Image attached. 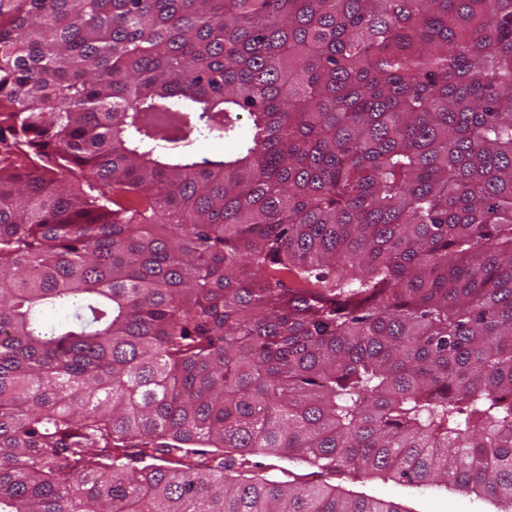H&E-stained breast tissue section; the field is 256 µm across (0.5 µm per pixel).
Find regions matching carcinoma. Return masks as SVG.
<instances>
[{
    "label": "carcinoma",
    "mask_w": 512,
    "mask_h": 512,
    "mask_svg": "<svg viewBox=\"0 0 512 512\" xmlns=\"http://www.w3.org/2000/svg\"><path fill=\"white\" fill-rule=\"evenodd\" d=\"M262 454L512 512V0H0V512Z\"/></svg>",
    "instance_id": "carcinoma-1"
}]
</instances>
